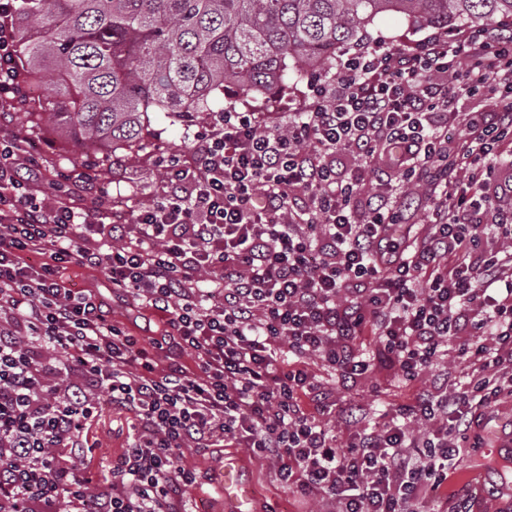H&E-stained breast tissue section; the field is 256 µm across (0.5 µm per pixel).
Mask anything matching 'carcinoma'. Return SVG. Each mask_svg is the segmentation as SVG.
Listing matches in <instances>:
<instances>
[{"mask_svg": "<svg viewBox=\"0 0 512 512\" xmlns=\"http://www.w3.org/2000/svg\"><path fill=\"white\" fill-rule=\"evenodd\" d=\"M386 12L418 27L512 26V0H23L27 80L56 87L52 127L82 154L143 146L153 111L205 117L268 95L367 40Z\"/></svg>", "mask_w": 512, "mask_h": 512, "instance_id": "1", "label": "carcinoma"}]
</instances>
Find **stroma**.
Listing matches in <instances>:
<instances>
[{
  "label": "stroma",
  "instance_id": "1",
  "mask_svg": "<svg viewBox=\"0 0 512 512\" xmlns=\"http://www.w3.org/2000/svg\"><path fill=\"white\" fill-rule=\"evenodd\" d=\"M370 42L388 46L412 44L423 38L425 29L414 27L406 18L382 15L369 25ZM307 76L291 78L286 89L272 99L248 98L236 100L239 109L277 113L280 122H287L290 112L303 105L307 93ZM28 103L22 111H10L7 100L0 99V114L9 116L8 123L0 126L1 136L23 139L29 155L37 158L47 176L68 172L83 165L85 158L74 151L71 144L58 139L45 113L54 100V87L44 80L28 84ZM207 127L204 120H190L165 112L151 116L152 134L144 148L119 151L97 159L91 174L101 194L103 209L126 211L152 203L169 189L162 169V159L188 148L195 135ZM70 287L93 291L101 300L104 310L114 325L136 336L142 344L160 337L163 325L159 313L139 304L126 294L112 290V282L104 268H85L67 265L62 271ZM308 369L317 379L335 385L336 405L343 408L356 403L362 408L361 426L372 427L382 423L383 412L395 406L410 389L430 390L442 383L460 381L465 365L459 359L456 343H449L448 354L414 383H406L401 375L373 373L357 385L345 388L337 383L333 370L312 358ZM137 432L134 414L102 405L100 414L82 438L81 448L72 456L78 476H89L99 484L109 477L113 457L127 448ZM237 459L243 479L253 488L251 512H319L318 506L308 498L293 493L276 475L274 459L255 454L249 448H237L215 441L207 448L183 449L179 463L194 473L196 481L188 487L182 498L184 512H225L224 496L219 490L224 461ZM512 459V397L505 396L490 408L484 409L477 426L470 435L454 474L444 487L448 496L457 491H468L473 512H504L512 501L503 496L502 482L512 479V471L503 467Z\"/></svg>",
  "mask_w": 512,
  "mask_h": 512
}]
</instances>
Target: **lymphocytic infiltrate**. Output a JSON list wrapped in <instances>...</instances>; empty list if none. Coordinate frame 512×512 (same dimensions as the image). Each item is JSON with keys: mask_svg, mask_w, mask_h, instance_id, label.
Masks as SVG:
<instances>
[{"mask_svg": "<svg viewBox=\"0 0 512 512\" xmlns=\"http://www.w3.org/2000/svg\"><path fill=\"white\" fill-rule=\"evenodd\" d=\"M19 13L0 0V97L15 101ZM478 94L497 111H464ZM309 98L284 127L233 106L213 113L186 153L164 159L171 191L113 221L88 171L19 168L21 141L0 140V512H181L195 481L176 464L182 448L219 438L272 457L280 481L325 512H449L457 438L512 396V176L491 178L512 156V34L437 28L412 46L358 48ZM347 155L355 167H340ZM395 169L428 202L426 224L400 240ZM372 174L381 191L362 197ZM67 264L105 266L113 288L161 314L162 335L144 346L112 324L93 292L67 288ZM367 332L407 381L454 338L467 369L459 388L415 393L341 447L322 421L334 391L303 362L345 383L366 377L379 364L355 348ZM282 344L286 367L272 355ZM48 346L65 383H47ZM173 346L196 371L158 368ZM103 396L140 428L106 492L59 455L79 446Z\"/></svg>", "mask_w": 512, "mask_h": 512, "instance_id": "lymphocytic-infiltrate-1", "label": "lymphocytic infiltrate"}]
</instances>
